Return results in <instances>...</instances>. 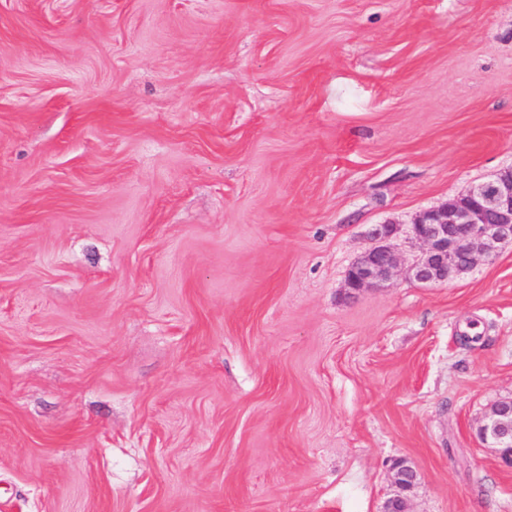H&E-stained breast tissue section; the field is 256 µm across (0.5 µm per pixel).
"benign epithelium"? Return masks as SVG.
<instances>
[{
  "label": "benign epithelium",
  "mask_w": 512,
  "mask_h": 512,
  "mask_svg": "<svg viewBox=\"0 0 512 512\" xmlns=\"http://www.w3.org/2000/svg\"><path fill=\"white\" fill-rule=\"evenodd\" d=\"M396 228L380 224L373 230L382 241L349 270L346 287L354 294L380 288L399 266V257L386 244ZM421 253L410 268L422 284L446 283L478 262L495 257L500 246L512 242V171L481 183L440 208L423 212L412 224ZM479 437L505 466L512 468V400L496 404L480 426ZM416 481L415 471L402 462L393 466V494L382 512H409L406 492Z\"/></svg>",
  "instance_id": "7a95c632"
}]
</instances>
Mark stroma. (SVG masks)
Wrapping results in <instances>:
<instances>
[{"instance_id": "35a3bbf8", "label": "stroma", "mask_w": 512, "mask_h": 512, "mask_svg": "<svg viewBox=\"0 0 512 512\" xmlns=\"http://www.w3.org/2000/svg\"><path fill=\"white\" fill-rule=\"evenodd\" d=\"M507 170L512 0H0V512H512V244L408 274ZM399 266V257L388 244H380L367 251L349 270L346 287L351 293L380 288L391 279ZM479 437L506 467L512 468V400L496 404L480 426ZM393 494L386 500L382 512H408V500L406 492L409 491L415 481V471L403 462H397L393 466Z\"/></svg>"}]
</instances>
